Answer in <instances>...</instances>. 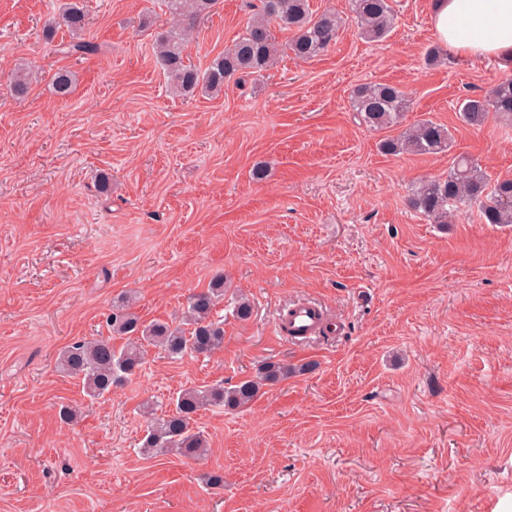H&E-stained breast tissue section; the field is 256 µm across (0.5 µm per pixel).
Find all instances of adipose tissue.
I'll return each mask as SVG.
<instances>
[{"instance_id":"1","label":"adipose tissue","mask_w":512,"mask_h":512,"mask_svg":"<svg viewBox=\"0 0 512 512\" xmlns=\"http://www.w3.org/2000/svg\"><path fill=\"white\" fill-rule=\"evenodd\" d=\"M439 42L467 58H512V0H433Z\"/></svg>"}]
</instances>
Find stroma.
I'll return each instance as SVG.
<instances>
[{
  "label": "stroma",
  "instance_id": "35a3bbf8",
  "mask_svg": "<svg viewBox=\"0 0 512 512\" xmlns=\"http://www.w3.org/2000/svg\"><path fill=\"white\" fill-rule=\"evenodd\" d=\"M65 2L0 0V512H512V224L467 206L441 226L409 205L458 155L512 179V124L458 112L512 61L440 47L433 0H392L380 42L356 35L350 0H311L341 23L328 51L295 58L275 25L283 51L263 77L185 98L155 62L156 33L175 24L163 0H81L85 28L46 36ZM253 3L221 0L198 20V69ZM82 40L101 52L62 54ZM22 64L33 78L19 97ZM61 68L76 75L65 98L51 86ZM378 82L407 93L403 126L448 127L450 151L379 152L393 129L351 107L356 86ZM218 275L224 345L211 356L149 348L97 399L57 369L60 349L108 335L121 297L142 322L171 321ZM236 294L248 320L232 315ZM304 298L335 335H277ZM266 360L296 372L247 408L200 410L204 459L141 454L143 404L170 410L180 390L237 383ZM64 406L77 416L62 420Z\"/></svg>",
  "mask_w": 512,
  "mask_h": 512
}]
</instances>
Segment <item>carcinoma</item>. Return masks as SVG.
I'll use <instances>...</instances> for the list:
<instances>
[{
  "instance_id": "cac0c4a2",
  "label": "carcinoma",
  "mask_w": 512,
  "mask_h": 512,
  "mask_svg": "<svg viewBox=\"0 0 512 512\" xmlns=\"http://www.w3.org/2000/svg\"><path fill=\"white\" fill-rule=\"evenodd\" d=\"M170 13L178 18L176 28L157 34L154 39L157 64L167 75L170 89L178 95H191L202 87L218 94L224 82L236 76L258 77L275 61L279 49L272 39L270 25L292 32L285 46L295 57L310 59L328 50L337 38L336 15L325 11L316 14L310 0H259L257 11L245 32L214 57L201 71L186 60L185 46L195 22L210 13L218 0H165ZM354 23L360 36L370 41L387 37L394 21L390 0H352ZM56 23L72 30L85 26L83 8L71 0ZM75 75L68 69L57 70L51 78L54 93L68 96ZM409 106L406 94L389 83L363 85L353 92L352 108L361 124L374 130L400 125ZM460 117L472 127L483 126L490 113L512 123V78L495 84L484 96L463 100ZM387 155L411 152L435 155L451 148V136L444 126L421 120L396 137L379 142ZM475 204L486 224H512V179L489 184L484 171L474 160L459 155L454 158L444 178L425 180L409 198V205L436 224L448 223V216L461 206ZM224 298V276L215 277L207 289L187 298L182 322L153 321L147 325L130 311V300L112 310L106 318L111 336L76 341L57 357L60 370L79 378L91 399L104 396L112 388L124 385L140 368L150 347L163 350L170 358L184 355H210L224 344V321L213 316L219 300ZM124 336L127 343L115 348L112 337ZM298 369L276 361L260 364L255 374L229 387L216 383L186 388L175 398L174 409L158 416L151 405L143 406L147 430L141 452L150 457L175 453L200 459L208 452V441L194 427L195 415L207 406L238 409L249 405L261 389L275 384Z\"/></svg>"
}]
</instances>
